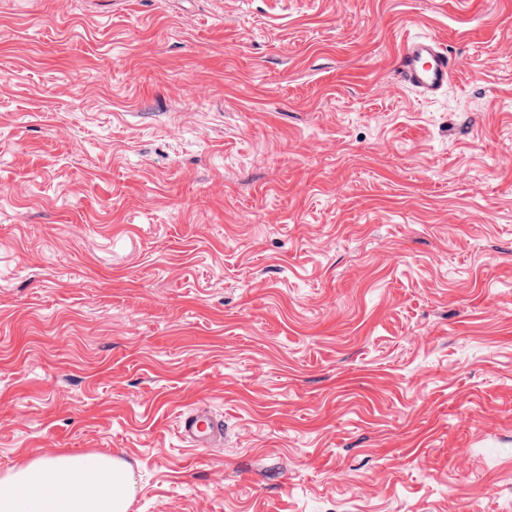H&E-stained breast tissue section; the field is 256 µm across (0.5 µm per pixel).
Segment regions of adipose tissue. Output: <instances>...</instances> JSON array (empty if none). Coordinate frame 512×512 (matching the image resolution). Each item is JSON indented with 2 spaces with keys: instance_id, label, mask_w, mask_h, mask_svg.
<instances>
[{
  "instance_id": "1",
  "label": "adipose tissue",
  "mask_w": 512,
  "mask_h": 512,
  "mask_svg": "<svg viewBox=\"0 0 512 512\" xmlns=\"http://www.w3.org/2000/svg\"><path fill=\"white\" fill-rule=\"evenodd\" d=\"M133 470L101 453H63L25 461L0 477V512H128Z\"/></svg>"
}]
</instances>
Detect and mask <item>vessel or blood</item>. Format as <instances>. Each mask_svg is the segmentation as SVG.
<instances>
[{
	"label": "vessel or blood",
	"instance_id": "1",
	"mask_svg": "<svg viewBox=\"0 0 512 512\" xmlns=\"http://www.w3.org/2000/svg\"><path fill=\"white\" fill-rule=\"evenodd\" d=\"M458 72L457 60L437 39L429 35L406 38L398 56L401 83L415 95L428 99L443 93ZM178 433L195 447H209L224 436L223 421L198 407L180 416Z\"/></svg>",
	"mask_w": 512,
	"mask_h": 512
}]
</instances>
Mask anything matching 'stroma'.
<instances>
[{
  "instance_id": "stroma-1",
  "label": "stroma",
  "mask_w": 512,
  "mask_h": 512,
  "mask_svg": "<svg viewBox=\"0 0 512 512\" xmlns=\"http://www.w3.org/2000/svg\"><path fill=\"white\" fill-rule=\"evenodd\" d=\"M64 452L129 512H512V0H0V474ZM401 83L415 95L428 99L443 93L458 72L457 60L429 35L407 37L398 56ZM178 433L194 447H210L224 436V422L215 419L206 408H195L180 415Z\"/></svg>"
}]
</instances>
